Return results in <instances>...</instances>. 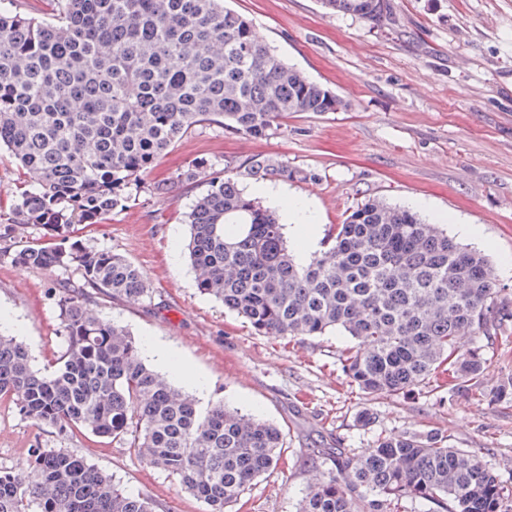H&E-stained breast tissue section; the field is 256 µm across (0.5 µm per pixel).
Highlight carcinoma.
<instances>
[{
    "mask_svg": "<svg viewBox=\"0 0 512 512\" xmlns=\"http://www.w3.org/2000/svg\"><path fill=\"white\" fill-rule=\"evenodd\" d=\"M0 0V149L33 173L13 210L58 243L14 248L0 224V255L32 268L76 266L78 288L59 297L65 346L51 370L0 334V399L33 425L123 441L209 506L231 512L284 453L280 427L224 405L206 409L171 386L124 328L104 320L89 293L147 297L128 259L76 239L77 226L124 208L130 182L198 125L262 137L290 114L338 112L346 102L288 65L224 0H52L49 18ZM377 23L386 0H321ZM307 177L257 157L216 171L205 161L178 174L200 184L187 215L188 256L199 292L224 303L261 336H320L340 329L365 349L337 361L348 382L377 397L448 381V391L512 403V376L486 388L480 346L507 347L512 310L487 261L429 229L416 212L367 199L327 230L326 249L295 261L275 214L241 179ZM336 470L308 485L299 512H399L422 499L433 512H512V481L445 436L392 434L366 455L315 448ZM0 512H154L66 448H34L24 471L0 468Z\"/></svg>",
    "mask_w": 512,
    "mask_h": 512,
    "instance_id": "obj_1",
    "label": "carcinoma"
}]
</instances>
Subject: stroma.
I'll return each instance as SVG.
<instances>
[{"mask_svg": "<svg viewBox=\"0 0 512 512\" xmlns=\"http://www.w3.org/2000/svg\"><path fill=\"white\" fill-rule=\"evenodd\" d=\"M256 35L310 79L336 92L339 112H302L262 138L226 134L213 124L178 140L140 183L126 208L78 236L121 254L147 276V297L91 296L105 320L144 346L173 352L190 376L153 368L200 405H226L279 425L285 452L232 512H296L315 473L310 449L335 445L364 454L378 436L437 430L501 477L512 479V407L447 388H418L375 399L349 387L336 360L354 341L341 331L274 338L255 334L223 304L199 293L184 245L185 215L199 186L177 175L198 161L215 169L273 157L302 170L301 180L247 179L244 191L302 202L312 214L309 238L287 231L294 252L322 251L329 225L357 202L382 198L483 254L500 297L512 303V0H390L382 22L329 13L319 0H224ZM165 181L166 190L153 187ZM0 152V219L11 221L17 192L30 187ZM475 224L480 235H461ZM80 285L76 267L36 269L0 257V332L26 344L34 368L52 365L65 341L59 286ZM372 415L362 424L361 411ZM66 448L110 474L155 512H208L168 472L147 466L123 443L87 432L37 427L0 403V467L26 468L31 449Z\"/></svg>", "mask_w": 512, "mask_h": 512, "instance_id": "1", "label": "stroma"}]
</instances>
